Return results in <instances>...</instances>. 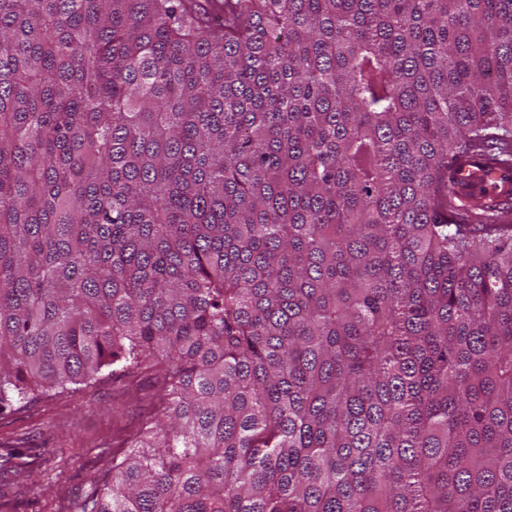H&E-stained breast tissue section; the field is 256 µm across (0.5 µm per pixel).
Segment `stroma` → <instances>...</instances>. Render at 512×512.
<instances>
[{
    "mask_svg": "<svg viewBox=\"0 0 512 512\" xmlns=\"http://www.w3.org/2000/svg\"><path fill=\"white\" fill-rule=\"evenodd\" d=\"M163 400L160 373L143 368L0 412V454L15 449L25 461L0 485V512H73L85 491L101 485L113 452H129Z\"/></svg>",
    "mask_w": 512,
    "mask_h": 512,
    "instance_id": "stroma-1",
    "label": "stroma"
}]
</instances>
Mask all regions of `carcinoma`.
Masks as SVG:
<instances>
[{"label":"carcinoma","instance_id":"carcinoma-1","mask_svg":"<svg viewBox=\"0 0 512 512\" xmlns=\"http://www.w3.org/2000/svg\"><path fill=\"white\" fill-rule=\"evenodd\" d=\"M512 0H0V411L159 366L78 512H512ZM509 169L486 171L475 161H465L456 176L455 190L461 195H474L498 208L507 211L512 206Z\"/></svg>","mask_w":512,"mask_h":512}]
</instances>
